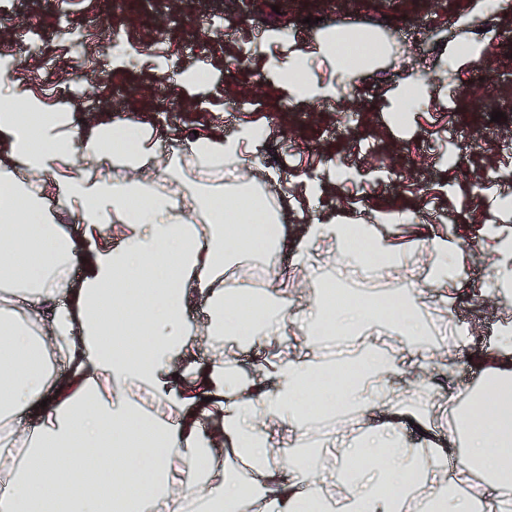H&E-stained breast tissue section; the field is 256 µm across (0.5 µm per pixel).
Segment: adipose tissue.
I'll return each mask as SVG.
<instances>
[{"label": "adipose tissue", "mask_w": 512, "mask_h": 512, "mask_svg": "<svg viewBox=\"0 0 512 512\" xmlns=\"http://www.w3.org/2000/svg\"><path fill=\"white\" fill-rule=\"evenodd\" d=\"M303 50L289 52L275 74L294 98H317L305 77ZM0 105V424L20 456L0 466V512H397L419 484L438 512H474L460 487L476 473L490 484L512 482V389L494 407L462 390L459 436L465 451L449 459L443 445L408 440V422L425 425L426 406L398 399L392 380L401 361L367 354L361 379L341 392L311 394L321 360L289 345L286 322L313 331L370 319L356 302L324 310L320 277L298 301L269 282L260 310L245 315L224 266L249 240L268 264L289 254L306 266L320 245L344 259L347 225L328 215L289 240L280 210L248 180L208 190L184 175L240 165L258 131L214 132L188 139L160 158L156 128L118 118L76 125L75 103L48 105L18 93ZM123 170L113 178V169ZM80 219L61 229L63 214ZM82 266L72 278L74 266ZM202 301V328L185 311ZM211 347L194 358L199 337ZM276 348L260 379L243 384L237 352ZM342 404L356 416L376 413L360 446L326 487L323 459L293 455L277 462L274 428L289 427L301 444L321 439L318 408ZM219 415L226 446L249 461L229 479L223 448L214 447L199 416ZM150 454L147 475L132 460Z\"/></svg>", "instance_id": "obj_1"}]
</instances>
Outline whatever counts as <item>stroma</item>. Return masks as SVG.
<instances>
[{"label":"stroma","instance_id":"stroma-1","mask_svg":"<svg viewBox=\"0 0 512 512\" xmlns=\"http://www.w3.org/2000/svg\"><path fill=\"white\" fill-rule=\"evenodd\" d=\"M474 0H182L178 19H167L162 0H0V48L10 52L0 74V96L29 89L50 105L77 100V114L96 107L101 121L125 117L156 123L160 153L181 150L193 133L232 135L248 125L261 134L246 148L243 170L260 180L271 205L287 200L288 234L325 214L344 224H370L396 245L423 237L454 235L462 249L458 268L466 297L443 300L426 283V268L414 260L405 269L336 264L316 249L308 272L281 259L277 276L289 290L303 291L322 273L356 282L421 291L420 317L432 325L447 360L424 349L401 350L405 373L400 394L424 401L436 439L456 431L459 403L451 390H482L490 377L493 344L512 307L484 308L499 255L488 227L512 232V209L481 188L488 176L512 178L492 146L512 129V11L485 8L489 32L458 19ZM65 7L79 42L55 33L58 7ZM483 24V25H484ZM371 30L375 58L367 69L346 73L333 59L310 57L306 73L327 96L291 100L268 73L284 57L286 43L309 49L326 29ZM159 39H152V32ZM483 47L469 60L460 44ZM202 66L209 76L194 98L176 87L181 65ZM253 99L247 110L235 109ZM504 115L493 122L492 112ZM471 342L458 347L457 328Z\"/></svg>","mask_w":512,"mask_h":512}]
</instances>
